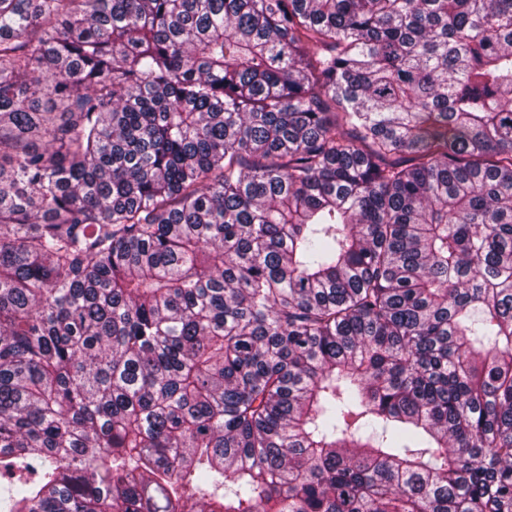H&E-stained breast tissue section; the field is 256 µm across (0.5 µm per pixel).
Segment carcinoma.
I'll list each match as a JSON object with an SVG mask.
<instances>
[{
  "label": "carcinoma",
  "mask_w": 512,
  "mask_h": 512,
  "mask_svg": "<svg viewBox=\"0 0 512 512\" xmlns=\"http://www.w3.org/2000/svg\"><path fill=\"white\" fill-rule=\"evenodd\" d=\"M0 512H512V0H0Z\"/></svg>",
  "instance_id": "1"
}]
</instances>
